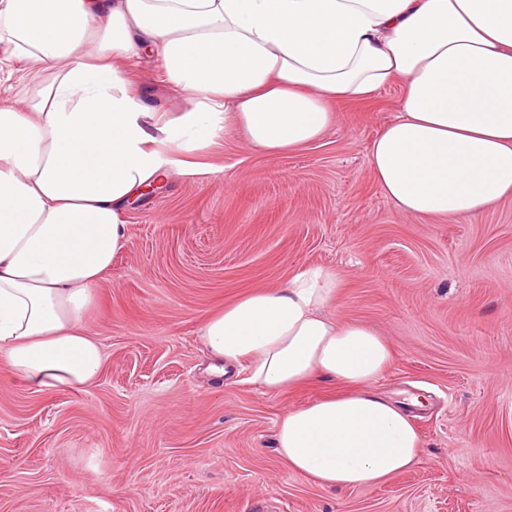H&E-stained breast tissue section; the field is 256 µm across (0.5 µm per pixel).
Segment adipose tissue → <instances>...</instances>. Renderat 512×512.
<instances>
[{"mask_svg": "<svg viewBox=\"0 0 512 512\" xmlns=\"http://www.w3.org/2000/svg\"><path fill=\"white\" fill-rule=\"evenodd\" d=\"M0 43L33 72L0 101V364L38 391L82 390L103 363L84 326L123 250L127 204L221 135L274 154L318 140L336 105L401 82L373 141L382 192L415 218L476 215L512 195V0H0ZM159 54L180 112L128 78ZM337 272L307 268L210 315L218 364L278 393L346 386L288 411L276 452L331 488L415 462L420 437L381 395L387 342L327 314Z\"/></svg>", "mask_w": 512, "mask_h": 512, "instance_id": "obj_1", "label": "adipose tissue"}]
</instances>
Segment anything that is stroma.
<instances>
[{
    "label": "stroma",
    "instance_id": "stroma-1",
    "mask_svg": "<svg viewBox=\"0 0 512 512\" xmlns=\"http://www.w3.org/2000/svg\"><path fill=\"white\" fill-rule=\"evenodd\" d=\"M130 78L153 108H182L157 57ZM399 95L342 104L283 154L220 137L131 204L85 317L105 356L95 382L39 392L0 367V512H512V198L400 212L369 164ZM308 267L339 272L332 315L389 344L378 390L427 400L409 410L416 463L382 484L324 488L275 451L278 420L340 384L266 393L211 372L198 338L211 312Z\"/></svg>",
    "mask_w": 512,
    "mask_h": 512
}]
</instances>
